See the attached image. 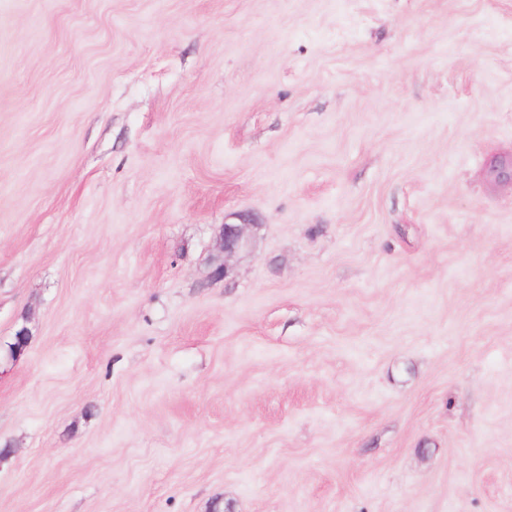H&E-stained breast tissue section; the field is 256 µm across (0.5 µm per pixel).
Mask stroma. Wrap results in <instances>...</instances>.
<instances>
[{"label": "stroma", "mask_w": 512, "mask_h": 512, "mask_svg": "<svg viewBox=\"0 0 512 512\" xmlns=\"http://www.w3.org/2000/svg\"><path fill=\"white\" fill-rule=\"evenodd\" d=\"M509 160L512 0H0V512H512ZM247 224H223L219 235L220 251L224 253V263L218 264L212 271V277L220 278L227 266L225 258L235 254L244 243V229Z\"/></svg>", "instance_id": "stroma-1"}]
</instances>
